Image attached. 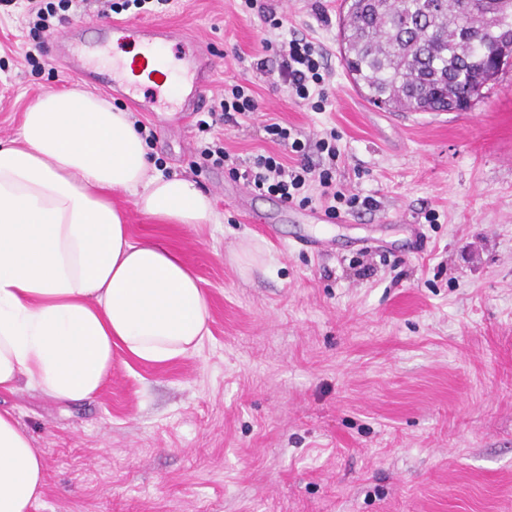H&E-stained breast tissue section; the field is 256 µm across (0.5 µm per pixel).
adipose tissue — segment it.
Here are the masks:
<instances>
[{
    "label": "adipose tissue",
    "instance_id": "obj_1",
    "mask_svg": "<svg viewBox=\"0 0 512 512\" xmlns=\"http://www.w3.org/2000/svg\"><path fill=\"white\" fill-rule=\"evenodd\" d=\"M118 194L162 224L215 218L195 181L157 170L131 113L84 90L42 94L0 142V393L86 399L115 351L165 362L209 336L201 279L164 244L132 238ZM45 485L30 435L0 410V512H33Z\"/></svg>",
    "mask_w": 512,
    "mask_h": 512
}]
</instances>
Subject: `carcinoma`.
I'll return each instance as SVG.
<instances>
[{"mask_svg": "<svg viewBox=\"0 0 512 512\" xmlns=\"http://www.w3.org/2000/svg\"><path fill=\"white\" fill-rule=\"evenodd\" d=\"M343 64L366 99L392 112H447L488 87L489 53L512 26L494 0H342Z\"/></svg>", "mask_w": 512, "mask_h": 512, "instance_id": "cac0c4a2", "label": "carcinoma"}]
</instances>
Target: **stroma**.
Returning a JSON list of instances; mask_svg holds the SVG:
<instances>
[{
	"label": "stroma",
	"mask_w": 512,
	"mask_h": 512,
	"mask_svg": "<svg viewBox=\"0 0 512 512\" xmlns=\"http://www.w3.org/2000/svg\"><path fill=\"white\" fill-rule=\"evenodd\" d=\"M340 4L171 0L149 15L212 54L199 119L231 84L260 103L202 134L170 111L179 76L154 88L155 111L132 113L155 132L158 170L213 198L215 224H159L131 196L113 199L134 238L162 242L202 279L211 334L162 363L116 353L82 402L0 394L49 473L34 512H512V71L465 113L377 108L344 69ZM100 8L84 0L55 34L94 39L110 23ZM292 35L324 52V110L253 66L264 42ZM54 36L29 27L24 0L0 5L1 141L42 93L92 91ZM35 48L39 68L25 60ZM271 117L310 140L335 130L337 188L376 208L317 221L318 189L302 208L242 194L227 166L204 163L214 142L234 157L275 150ZM302 236L331 245L307 250Z\"/></svg>",
	"instance_id": "1"
}]
</instances>
